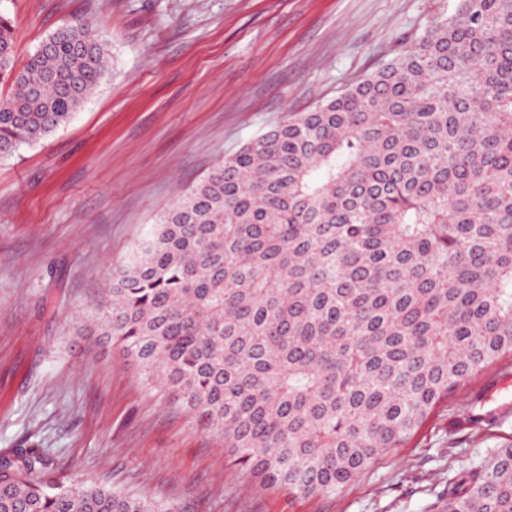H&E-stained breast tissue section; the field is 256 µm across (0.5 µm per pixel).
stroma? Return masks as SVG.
Instances as JSON below:
<instances>
[{
  "mask_svg": "<svg viewBox=\"0 0 512 512\" xmlns=\"http://www.w3.org/2000/svg\"><path fill=\"white\" fill-rule=\"evenodd\" d=\"M458 0H0L18 62L90 22L109 72L71 121L0 158V455L182 512H431L459 471L512 444L502 355L403 447L334 495L300 497L227 465L224 446L109 347L73 336L115 266L216 161L388 62Z\"/></svg>",
  "mask_w": 512,
  "mask_h": 512,
  "instance_id": "stroma-1",
  "label": "stroma"
}]
</instances>
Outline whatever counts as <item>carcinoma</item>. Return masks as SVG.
<instances>
[{
    "label": "carcinoma",
    "instance_id": "obj_1",
    "mask_svg": "<svg viewBox=\"0 0 512 512\" xmlns=\"http://www.w3.org/2000/svg\"><path fill=\"white\" fill-rule=\"evenodd\" d=\"M17 67L0 13V158L104 78L77 19ZM162 383L232 464L334 494L512 352V0H459L338 96L281 120L165 211L75 328ZM0 456V512H179ZM433 512H512V445Z\"/></svg>",
    "mask_w": 512,
    "mask_h": 512
}]
</instances>
